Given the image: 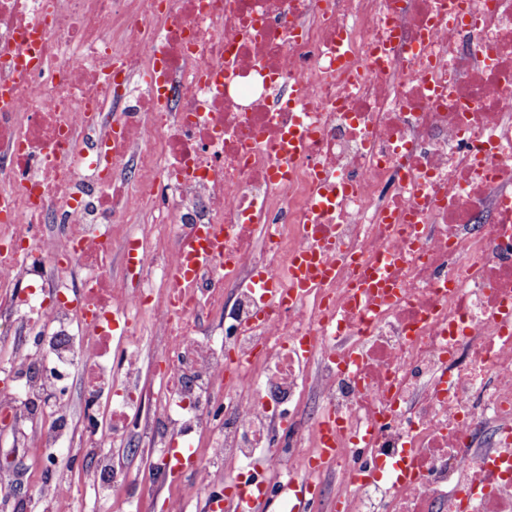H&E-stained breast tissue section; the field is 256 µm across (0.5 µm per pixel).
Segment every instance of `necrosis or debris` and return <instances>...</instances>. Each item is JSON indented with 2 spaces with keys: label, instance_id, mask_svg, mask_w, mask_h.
Wrapping results in <instances>:
<instances>
[{
  "label": "necrosis or debris",
  "instance_id": "4bbe7bcc",
  "mask_svg": "<svg viewBox=\"0 0 512 512\" xmlns=\"http://www.w3.org/2000/svg\"><path fill=\"white\" fill-rule=\"evenodd\" d=\"M449 3L0 0V321L34 337L0 421L30 454L100 449L114 494L149 418L196 488L512 512V0ZM301 251L335 273L295 288ZM110 263L113 280L120 281L125 288L130 290L140 288L141 276L136 270L128 266L119 244V239L113 241ZM156 333L150 328L148 321L145 320L141 327V344L142 356L144 360V367L146 368L147 375L146 381L150 389L157 390V380L150 371V364L157 349H161L162 344ZM85 374L80 372L75 374L69 381V401L73 420H78L83 414V394H84Z\"/></svg>",
  "mask_w": 512,
  "mask_h": 512
}]
</instances>
